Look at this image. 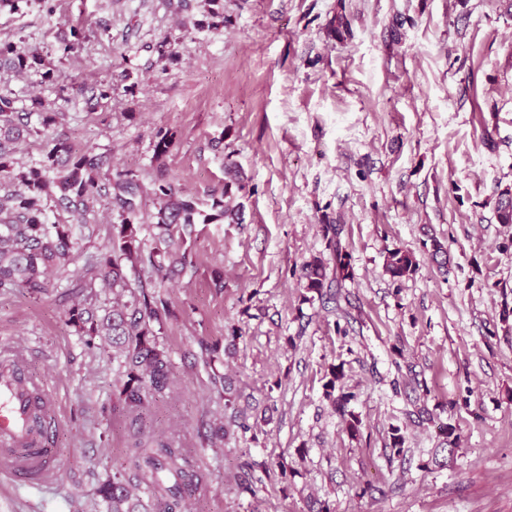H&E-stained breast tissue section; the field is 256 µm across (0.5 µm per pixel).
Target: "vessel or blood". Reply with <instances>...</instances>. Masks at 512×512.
Instances as JSON below:
<instances>
[{"mask_svg": "<svg viewBox=\"0 0 512 512\" xmlns=\"http://www.w3.org/2000/svg\"><path fill=\"white\" fill-rule=\"evenodd\" d=\"M50 406L52 397L40 381L10 362L0 363V466L13 476L29 470L57 471L60 456L43 447V434L31 431L35 402Z\"/></svg>", "mask_w": 512, "mask_h": 512, "instance_id": "vessel-or-blood-1", "label": "vessel or blood"}]
</instances>
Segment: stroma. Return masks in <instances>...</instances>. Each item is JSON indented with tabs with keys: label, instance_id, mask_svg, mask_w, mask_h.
Here are the masks:
<instances>
[{
	"label": "stroma",
	"instance_id": "stroma-1",
	"mask_svg": "<svg viewBox=\"0 0 512 512\" xmlns=\"http://www.w3.org/2000/svg\"><path fill=\"white\" fill-rule=\"evenodd\" d=\"M15 0L0 42L55 71L0 70L17 109L42 97L55 126L23 137L16 167L47 142L102 156V184L131 172L150 280L170 313L158 332L171 382L138 410L119 405L122 358L67 325L66 295L119 223L97 196L75 259L31 298L0 290V356L53 397L49 441L61 466L44 481L0 474V512H106L97 487L137 431L182 449L205 485L187 512H512V0ZM82 40L69 55L60 46ZM111 94H104V87ZM174 133L156 157L157 134ZM239 178L242 221L215 219L162 239L158 184L202 210ZM341 227L350 303L310 300L306 261L335 265L324 227ZM448 247L439 269L425 245ZM418 270L383 272L388 249ZM186 263L174 266L171 254ZM232 354H225L228 343ZM342 367L324 396L329 366ZM416 382L406 385L407 371ZM253 396L257 429L208 440L224 418L214 377ZM360 420L348 429L349 415ZM454 429L440 434V425ZM403 456L391 452L393 427ZM269 472L239 492L244 451ZM292 469L281 475L280 461Z\"/></svg>",
	"mask_w": 512,
	"mask_h": 512
}]
</instances>
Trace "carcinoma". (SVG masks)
<instances>
[{
	"instance_id": "obj_1",
	"label": "carcinoma",
	"mask_w": 512,
	"mask_h": 512,
	"mask_svg": "<svg viewBox=\"0 0 512 512\" xmlns=\"http://www.w3.org/2000/svg\"><path fill=\"white\" fill-rule=\"evenodd\" d=\"M0 63L19 73L42 71L46 78H52L43 55L19 53L10 43H0ZM33 114L45 129L55 125L59 117V113L47 111L41 97L30 98L27 112L21 114L16 111L13 98L0 95V175L17 184L6 200L0 199V288H21L31 296H39L47 290L49 273L67 270L78 244L72 225L47 222V202L53 201L72 215L85 218L90 202L102 192L98 175L103 160L91 153L75 154L67 143L56 139L50 143L40 166L12 169L8 159L13 141L23 131V117ZM111 189L120 217V223L113 225L111 248L85 265L82 275L72 285L73 300L65 314L67 323L87 337L86 343L97 337L111 338L112 347L120 351L126 366V380L119 399L126 407L137 409L148 394L162 393L168 388L171 361L159 342L154 324L169 314V308L163 299L141 284L139 294L132 301L116 298L111 313L103 317L95 313V301L87 289L99 285L121 294L129 287L125 268L143 263L134 224L138 186L128 174L119 172ZM155 195L161 200L156 225L169 236L176 229L186 231L200 221H208L192 198L176 196L169 184L158 185ZM496 216L498 223L512 224L511 189L499 194ZM335 251L336 292H326L331 284L327 283V266L319 258L302 267L300 279L304 280L306 291L320 299L327 295L337 303L342 297V282L352 278V271L338 241ZM417 266L415 255L408 250L397 247L387 252L385 269L393 278L408 276ZM330 375L325 383V397L344 413L351 396L335 395L336 381L343 376L342 368L331 367ZM224 409V424L216 427L210 438H225L232 426L244 434L251 430L246 409L239 406L235 397L224 398ZM244 456L239 465V489L252 495L255 484L261 481L255 472H265L267 466L249 451ZM200 481L199 473L187 465L182 449L162 441H139L112 478L97 487L96 494L107 503L108 512H139L140 499L133 498L136 490L163 505V512H177L187 496L197 490Z\"/></svg>"
}]
</instances>
